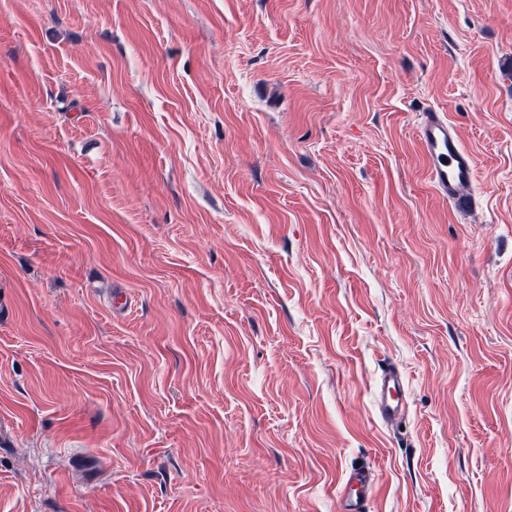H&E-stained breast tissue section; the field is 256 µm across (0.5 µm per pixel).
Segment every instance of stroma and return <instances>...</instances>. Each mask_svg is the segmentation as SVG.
I'll use <instances>...</instances> for the list:
<instances>
[{
	"label": "stroma",
	"mask_w": 512,
	"mask_h": 512,
	"mask_svg": "<svg viewBox=\"0 0 512 512\" xmlns=\"http://www.w3.org/2000/svg\"><path fill=\"white\" fill-rule=\"evenodd\" d=\"M358 467L512 512V0H0V512H338ZM416 136L428 163V178L445 200L461 206L473 196L477 176L474 154L459 141L446 112L420 113ZM405 391V378L400 368L388 362L376 381V406L380 418L389 425L398 422L404 412L402 396Z\"/></svg>",
	"instance_id": "1"
}]
</instances>
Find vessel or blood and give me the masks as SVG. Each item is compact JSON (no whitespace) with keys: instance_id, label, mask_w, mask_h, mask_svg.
<instances>
[{"instance_id":"vessel-or-blood-1","label":"vessel or blood","mask_w":512,"mask_h":512,"mask_svg":"<svg viewBox=\"0 0 512 512\" xmlns=\"http://www.w3.org/2000/svg\"><path fill=\"white\" fill-rule=\"evenodd\" d=\"M416 136L428 163V178L445 200L461 206L473 195L477 176L474 154L459 141L455 126L446 113L426 109L421 112ZM405 378L394 363H387L376 381V406L386 424L398 422L404 412L402 396ZM374 481L364 469L352 470L340 495V512H365V501Z\"/></svg>"}]
</instances>
